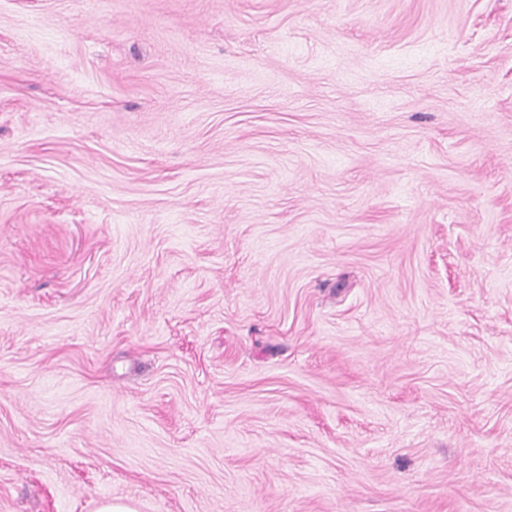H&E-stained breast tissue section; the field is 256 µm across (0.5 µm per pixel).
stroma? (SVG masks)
I'll use <instances>...</instances> for the list:
<instances>
[{
	"instance_id": "35a3bbf8",
	"label": "stroma",
	"mask_w": 512,
	"mask_h": 512,
	"mask_svg": "<svg viewBox=\"0 0 512 512\" xmlns=\"http://www.w3.org/2000/svg\"><path fill=\"white\" fill-rule=\"evenodd\" d=\"M512 512V0H0V512Z\"/></svg>"
}]
</instances>
